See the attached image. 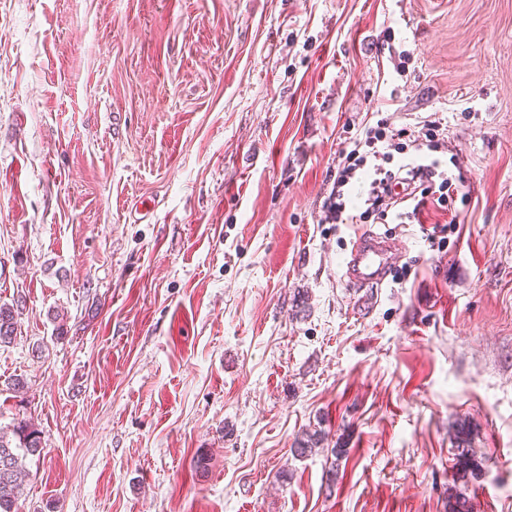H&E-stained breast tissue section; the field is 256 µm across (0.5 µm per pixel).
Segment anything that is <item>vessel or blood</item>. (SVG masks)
I'll return each mask as SVG.
<instances>
[{"instance_id": "vessel-or-blood-1", "label": "vessel or blood", "mask_w": 512, "mask_h": 512, "mask_svg": "<svg viewBox=\"0 0 512 512\" xmlns=\"http://www.w3.org/2000/svg\"><path fill=\"white\" fill-rule=\"evenodd\" d=\"M395 256L396 250L387 236L375 232L356 236L344 266L346 285L359 290L382 287Z\"/></svg>"}]
</instances>
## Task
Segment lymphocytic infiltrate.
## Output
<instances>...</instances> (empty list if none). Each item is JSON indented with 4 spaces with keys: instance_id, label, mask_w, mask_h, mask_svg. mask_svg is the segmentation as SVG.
Wrapping results in <instances>:
<instances>
[{
    "instance_id": "1",
    "label": "lymphocytic infiltrate",
    "mask_w": 512,
    "mask_h": 512,
    "mask_svg": "<svg viewBox=\"0 0 512 512\" xmlns=\"http://www.w3.org/2000/svg\"><path fill=\"white\" fill-rule=\"evenodd\" d=\"M395 133L387 119H378L376 124L367 127L358 148L346 153L338 166L334 190L329 201V212L333 220L340 224H355L373 219L379 224H402L414 219L428 208L449 211L458 195L456 177L441 171L438 160L429 158L428 150L433 149L436 138L434 123H425L424 129L414 136L412 144L416 157L399 165L397 171L375 168V176L365 200L366 208L361 214H352L347 210L346 188L364 169L368 157L383 155L393 141ZM405 180L411 187L410 193L403 199H396L392 193L393 182Z\"/></svg>"
}]
</instances>
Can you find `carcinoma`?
I'll return each instance as SVG.
<instances>
[{
	"mask_svg": "<svg viewBox=\"0 0 512 512\" xmlns=\"http://www.w3.org/2000/svg\"><path fill=\"white\" fill-rule=\"evenodd\" d=\"M22 305H0V345L14 340ZM42 451L40 431L25 421L0 429V512H18L24 496L26 460Z\"/></svg>",
	"mask_w": 512,
	"mask_h": 512,
	"instance_id": "cac0c4a2",
	"label": "carcinoma"
}]
</instances>
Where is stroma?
Returning <instances> with one entry per match:
<instances>
[{
  "label": "stroma",
  "mask_w": 512,
  "mask_h": 512,
  "mask_svg": "<svg viewBox=\"0 0 512 512\" xmlns=\"http://www.w3.org/2000/svg\"><path fill=\"white\" fill-rule=\"evenodd\" d=\"M381 116L464 187L365 300L326 204ZM17 299L20 512H512V0H0Z\"/></svg>",
  "instance_id": "35a3bbf8"
}]
</instances>
